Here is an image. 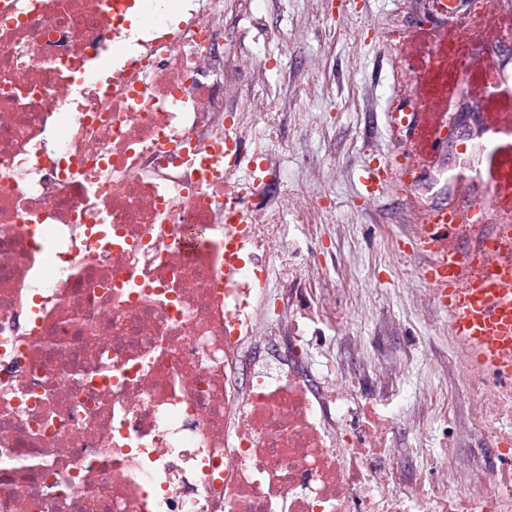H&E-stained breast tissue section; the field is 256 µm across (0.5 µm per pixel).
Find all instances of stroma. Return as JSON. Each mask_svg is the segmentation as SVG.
<instances>
[{
	"instance_id": "obj_1",
	"label": "stroma",
	"mask_w": 512,
	"mask_h": 512,
	"mask_svg": "<svg viewBox=\"0 0 512 512\" xmlns=\"http://www.w3.org/2000/svg\"><path fill=\"white\" fill-rule=\"evenodd\" d=\"M468 2L469 10L444 17L433 0H224V109L251 113L253 125L238 176H250L258 143L279 150L284 177L270 194L297 247L287 267L276 269L270 301L283 307L280 282L316 262L317 275L294 295L316 308L303 357L337 395L359 402L386 388L401 411L421 412V430L402 431L392 446L428 481L437 467L418 453L421 439L447 442L471 397L462 385H440L456 363L453 339L407 233L428 210L459 204L465 192L454 175L486 111L469 85L483 58L467 59L453 83L448 124L455 137L404 184H388L376 197H367L361 177L389 153L412 150L409 136H396L391 115L416 100L411 67L431 42L492 46L512 72V37L503 31L512 8L505 0ZM269 112L278 113L276 125L266 124ZM347 336L358 337L365 354L356 386ZM393 356L407 358L408 369L389 383L378 363Z\"/></svg>"
}]
</instances>
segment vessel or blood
<instances>
[{
    "mask_svg": "<svg viewBox=\"0 0 512 512\" xmlns=\"http://www.w3.org/2000/svg\"><path fill=\"white\" fill-rule=\"evenodd\" d=\"M486 71L476 75L489 109L479 153L477 175L488 189L487 196H465L463 209L480 221L492 213L512 210V82L493 77V51L483 48ZM465 52L449 54L445 44L431 45L420 60L423 94L443 102L448 82L465 63ZM439 115L435 112H405L399 127L436 148L440 142ZM407 153H394L377 167L367 168L364 187L368 196L380 193L387 178L406 171ZM455 224L453 213L436 207L427 215L421 234L410 242L413 252L425 255L421 276L433 288L439 309L448 317L452 336L467 344L476 367L496 380L512 378V257L490 266L486 275L461 282L460 271L470 256L451 252L444 243Z\"/></svg>",
    "mask_w": 512,
    "mask_h": 512,
    "instance_id": "1",
    "label": "vessel or blood"
}]
</instances>
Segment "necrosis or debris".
Instances as JSON below:
<instances>
[{
  "label": "necrosis or debris",
  "mask_w": 512,
  "mask_h": 512,
  "mask_svg": "<svg viewBox=\"0 0 512 512\" xmlns=\"http://www.w3.org/2000/svg\"><path fill=\"white\" fill-rule=\"evenodd\" d=\"M223 37L224 0H0V512H512V380L467 345L502 466L457 497L296 365L245 366L289 243L273 153L224 162Z\"/></svg>",
  "instance_id": "necrosis-or-debris-1"
}]
</instances>
